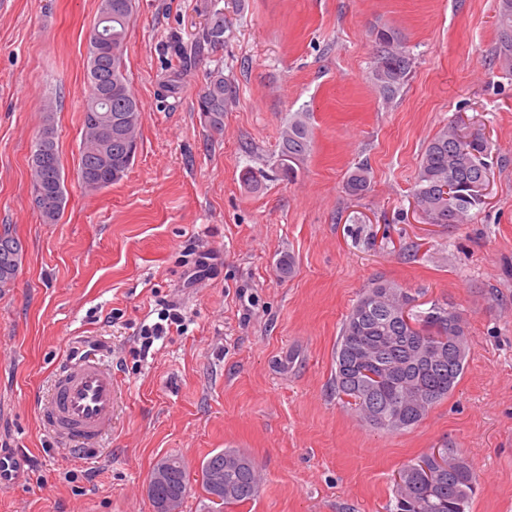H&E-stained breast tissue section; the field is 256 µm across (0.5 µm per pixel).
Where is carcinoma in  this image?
Here are the masks:
<instances>
[{"mask_svg": "<svg viewBox=\"0 0 512 512\" xmlns=\"http://www.w3.org/2000/svg\"><path fill=\"white\" fill-rule=\"evenodd\" d=\"M135 0H100L95 24L112 40L116 53L95 49L96 32L89 39L86 79L88 96L84 104L85 134L79 150L82 183L97 190L102 182H119L132 165L137 151V133L142 110L131 91L123 66V44L135 12ZM495 60L505 70H512V0H499ZM229 25L221 9L209 11L208 22L199 33L196 47L216 46L225 42ZM376 60L371 81L378 92L389 99L402 88L412 70L413 61L403 47L401 37L391 28L376 32ZM238 96L234 79L224 70L209 72L199 94L198 106L207 125L220 131L226 112ZM312 150V131L307 114L293 115L279 142L276 172L291 181L297 177ZM490 145L479 132L465 134L457 122L439 130L428 142L418 162L412 195L426 223L446 226L466 224L472 211L484 204L474 188L490 171ZM43 154L48 165L31 163L34 204L45 224H55L67 204L64 168L56 142L51 116L34 144L32 156ZM370 182L369 170L358 165L345 180V190L352 196L362 194ZM451 183L454 195L447 199L441 186ZM23 259L20 239L5 226L0 229V288L17 277ZM359 336L374 347L375 358L383 370L375 380L351 370L355 363L351 339ZM448 336H468L461 314L444 304L433 303L419 310L415 298L400 286L378 281L368 288L351 307L342 322L336 344V394L340 398L362 399L380 413V420L369 425L390 433L418 424L439 401L458 385L466 366L467 352L459 356L446 353L424 359L417 350L441 345ZM417 390L424 399L408 411L411 422L397 423V409ZM448 454L456 461L450 477L437 483L427 482L420 470L422 457L410 461L400 472L405 484H394L393 512H466L476 482L469 460L455 448ZM224 456V497L218 504L229 508L248 502L257 495L259 472L252 459L238 450L226 448Z\"/></svg>", "mask_w": 512, "mask_h": 512, "instance_id": "carcinoma-1", "label": "carcinoma"}]
</instances>
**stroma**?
<instances>
[{"instance_id":"35a3bbf8","label":"stroma","mask_w":512,"mask_h":512,"mask_svg":"<svg viewBox=\"0 0 512 512\" xmlns=\"http://www.w3.org/2000/svg\"><path fill=\"white\" fill-rule=\"evenodd\" d=\"M208 0H137L123 61L142 106L124 178L78 177L85 70L98 0H0V226L25 254L0 288V446L25 459L0 512H153L156 462L182 457L181 512H390L393 479L434 448L458 449L477 481L469 512H512V71L492 60L499 0H221L225 45L184 64ZM413 59L390 99L370 81L374 33ZM222 68L238 99L216 132L197 107ZM54 113L67 205L42 223L30 162ZM310 115L294 181L272 176L289 114ZM463 118L490 143V188L466 224L425 223L411 192L431 138ZM367 164L352 196L347 171ZM248 168L267 170L260 189ZM295 262L281 277L282 257ZM448 303L468 327L462 379L417 426L387 433L336 394V342L371 283ZM186 318L142 350V325ZM92 341L119 384L93 456L68 451L38 408L66 352ZM236 448L261 474L225 509L199 467Z\"/></svg>"}]
</instances>
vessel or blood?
Masks as SVG:
<instances>
[{
	"mask_svg": "<svg viewBox=\"0 0 512 512\" xmlns=\"http://www.w3.org/2000/svg\"><path fill=\"white\" fill-rule=\"evenodd\" d=\"M116 386L112 372L95 356L81 354L61 366L40 415L48 432L62 445L81 443L82 454H94L95 443L112 424ZM21 452L0 448V487L16 484Z\"/></svg>",
	"mask_w": 512,
	"mask_h": 512,
	"instance_id": "1",
	"label": "vessel or blood"
}]
</instances>
